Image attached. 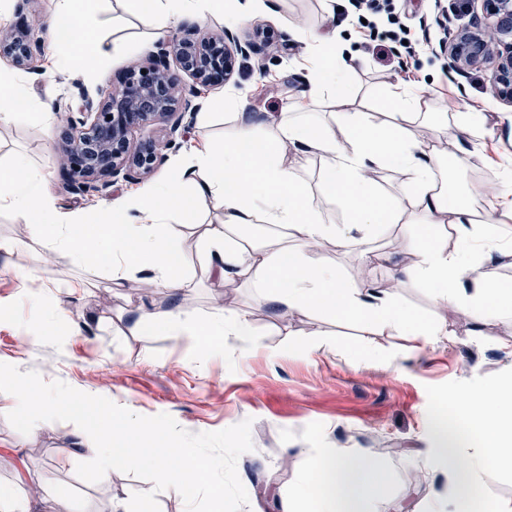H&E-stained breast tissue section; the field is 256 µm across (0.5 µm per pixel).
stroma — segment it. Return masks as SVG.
<instances>
[{
	"instance_id": "1",
	"label": "stroma",
	"mask_w": 512,
	"mask_h": 512,
	"mask_svg": "<svg viewBox=\"0 0 512 512\" xmlns=\"http://www.w3.org/2000/svg\"><path fill=\"white\" fill-rule=\"evenodd\" d=\"M353 0H264L262 10L233 25L242 34L255 26L269 29L284 48H269L264 58H251L232 79L218 88L222 102L208 122H194L168 149L155 178L168 176L182 148L203 139L224 138L226 113L239 109L247 97L252 112H280L306 89L298 60L302 46L295 30L327 26L356 55L353 86L357 98H381L390 86L407 81L426 96L449 98L457 107L485 114L491 131L482 147L486 159L512 165V108L494 96L490 67L481 64L462 73L448 72L433 47L443 38L438 23L449 25L484 19L480 0L460 9L458 0H376L383 15L375 25L362 23ZM405 28L411 47L394 41L391 25ZM41 48L28 68H15L0 58V70L15 73L30 98L49 104L52 121L26 115L0 123V161L10 153L26 156L46 175L45 189L61 222L78 213L91 214L95 197L66 188L61 175L59 134L65 123L63 106L80 103L76 80L52 73L53 43L47 31H35ZM135 46L113 55L98 85L117 86L131 61L144 58L156 41L137 28ZM312 203L343 234L360 240L364 226L348 223L338 205L328 202L317 165L299 168ZM222 211L209 208L201 226L171 225L173 243L182 255L190 284L180 292L152 285L131 293L140 269L113 282L108 263L88 268L75 264L63 249L38 246L31 225L10 210L0 211V240L24 242V251H0V363L20 371H37L48 382L103 396L133 413L172 416L192 433L218 431L251 420L254 448L237 462L238 476L250 494L241 512H282L311 454L320 448L369 447L385 441L387 453L375 456L377 512H429L436 498L448 495L452 477L436 458L431 418L449 393L486 386L512 387V317L475 333L469 317L447 313L428 289H398L400 303L423 321L448 328V335L424 345L412 337L382 331L361 335L354 323L332 320L314 312L293 317L267 304L251 286H233L223 301L218 279L204 266L201 237L205 225L219 223ZM248 311L246 336L211 339L186 336L176 340L162 327L136 325L137 306L165 310L180 306L185 317L201 320L222 303ZM66 318H57L58 310ZM374 358L362 361L360 350ZM15 407L11 394L0 392V486L26 493L42 486L64 484L77 501L92 500L106 512L112 495L148 491L152 482L119 471L111 483L78 478L77 462L94 458L89 436L70 422L38 423L30 434L16 431L6 418ZM73 449L77 461L59 457ZM289 458L287 476L280 461ZM273 478L264 497L254 494V476ZM512 506V468L494 466L469 486L464 512H482L485 500Z\"/></svg>"
}]
</instances>
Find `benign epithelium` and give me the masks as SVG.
<instances>
[{
	"label": "benign epithelium",
	"mask_w": 512,
	"mask_h": 512,
	"mask_svg": "<svg viewBox=\"0 0 512 512\" xmlns=\"http://www.w3.org/2000/svg\"><path fill=\"white\" fill-rule=\"evenodd\" d=\"M494 38L488 40L477 22L448 28V14L441 10L440 24L448 37L440 54L449 68L460 72L488 62L495 96L512 106V0H483ZM35 19L16 29L0 32V57L18 67L34 58ZM270 41L255 27L240 38L224 29L219 33L196 30L157 43L156 51L125 71L119 87L99 89L93 97L80 92L78 115H68L61 134L62 171L70 186L80 192H101L118 178L143 179L163 160L162 149L175 143L189 126L202 91L224 85L238 59H248ZM160 126L166 140L134 138V133Z\"/></svg>",
	"instance_id": "1"
}]
</instances>
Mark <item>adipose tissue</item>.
Masks as SVG:
<instances>
[{"label":"adipose tissue","mask_w":512,"mask_h":512,"mask_svg":"<svg viewBox=\"0 0 512 512\" xmlns=\"http://www.w3.org/2000/svg\"><path fill=\"white\" fill-rule=\"evenodd\" d=\"M157 36L181 17L206 15L213 0H119ZM54 18L75 21L76 35L52 55L54 73L97 80L127 39L107 40L100 31L101 0H53ZM304 46L308 89L285 111L235 112L224 129L223 143L190 147L174 170L136 196L100 202L92 230L72 225L61 231L44 175L21 154L0 164V209L18 213L31 224L43 246L66 247L82 265L111 261L113 280L134 266L150 268L159 285L179 289L186 275L170 241V224L194 225L200 212L215 205L223 221L208 225L206 261L231 281L245 279L268 300L292 315L318 310L365 329L411 336L421 343L440 335L437 326L418 319L394 295L403 283L432 291L449 312L471 316L476 329L494 325L512 313V286L477 271L490 252L512 254V194L499 189L495 163L485 166L481 197L453 193L438 184L435 171L450 161L462 171L469 153L458 140L441 135L421 140L420 115L447 114L413 84L388 88L382 113L352 112L353 60L323 31L297 32ZM303 162L317 164L324 194L338 203L348 223L373 228L383 239L384 258L398 261V274L384 288L367 287L369 240L359 243L356 282L341 279L333 254L350 241L324 221L299 183L285 148ZM396 169L404 180L385 190L375 175ZM475 279L473 290L465 281ZM144 325H164L173 336L248 335V312L216 309L199 321L180 312H144ZM455 416L437 425L438 459L457 480L458 495L468 481L492 463H512V390L449 396ZM374 465L368 453L323 448L295 491L299 503H314L316 512H373ZM69 487L57 485L30 496L0 488V512H65Z\"/></svg>","instance_id":"1"}]
</instances>
